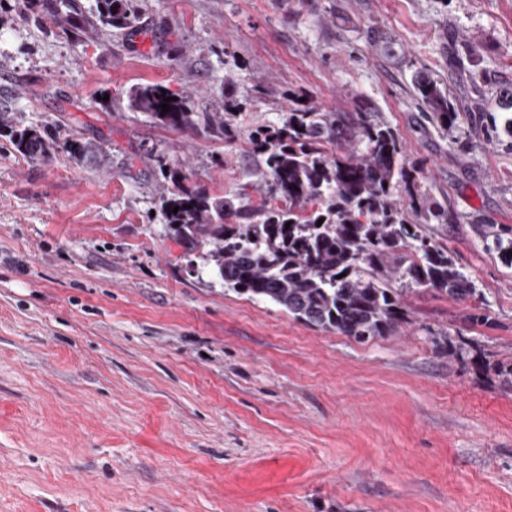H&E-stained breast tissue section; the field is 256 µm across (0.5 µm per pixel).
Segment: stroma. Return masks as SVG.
<instances>
[{"label": "stroma", "mask_w": 512, "mask_h": 512, "mask_svg": "<svg viewBox=\"0 0 512 512\" xmlns=\"http://www.w3.org/2000/svg\"><path fill=\"white\" fill-rule=\"evenodd\" d=\"M138 5L142 36L76 40L0 0V117L76 118L109 155L37 161L0 136V512H512V390L432 342L512 359V266L479 238H512V143L485 134L512 91V0ZM421 73L471 122L432 123ZM151 84L231 138L155 124L129 101ZM299 97L395 130L479 297L410 293L397 335L359 343L194 272L157 213L164 170L241 192L251 132Z\"/></svg>", "instance_id": "35a3bbf8"}]
</instances>
